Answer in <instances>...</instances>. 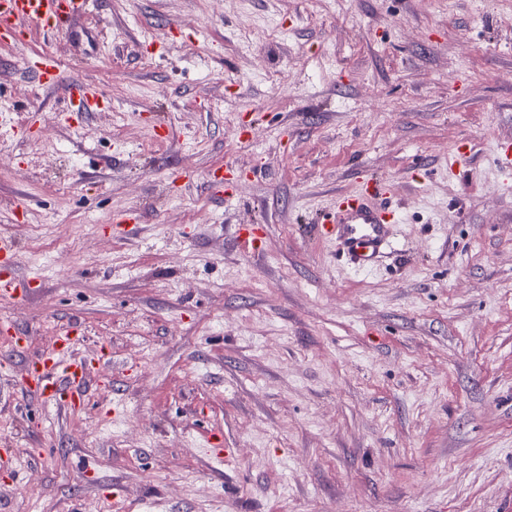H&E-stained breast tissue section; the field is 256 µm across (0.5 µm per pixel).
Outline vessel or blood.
Masks as SVG:
<instances>
[{
    "instance_id": "vessel-or-blood-1",
    "label": "vessel or blood",
    "mask_w": 512,
    "mask_h": 512,
    "mask_svg": "<svg viewBox=\"0 0 512 512\" xmlns=\"http://www.w3.org/2000/svg\"><path fill=\"white\" fill-rule=\"evenodd\" d=\"M90 0H0V43L13 42L29 25L43 31L59 33L71 21L86 15ZM31 70L42 86L62 90L68 112H96L104 103L97 88L83 81L65 77L57 60L39 57ZM383 183L367 182L358 194L336 202L334 231L348 262L357 268L369 266L378 256L389 235L395 211L387 201ZM17 263L12 240L0 237V267L9 271L0 278V299L11 300L22 295L24 280L13 275ZM75 337H58L49 352L31 361L22 386L35 390L43 402L78 407L84 400L90 374L84 359L69 358Z\"/></svg>"
}]
</instances>
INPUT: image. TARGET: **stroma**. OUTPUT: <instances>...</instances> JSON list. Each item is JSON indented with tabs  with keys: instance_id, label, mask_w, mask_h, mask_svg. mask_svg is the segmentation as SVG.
Wrapping results in <instances>:
<instances>
[{
	"instance_id": "1",
	"label": "stroma",
	"mask_w": 512,
	"mask_h": 512,
	"mask_svg": "<svg viewBox=\"0 0 512 512\" xmlns=\"http://www.w3.org/2000/svg\"><path fill=\"white\" fill-rule=\"evenodd\" d=\"M43 55L109 109L64 121ZM506 142L512 0H92L0 45V357L93 359L75 409L0 378V512H512ZM367 178L397 222L352 269ZM386 186L368 181L358 194L336 201V233L348 262L357 268L369 266L380 253L394 224L395 210L389 206Z\"/></svg>"
}]
</instances>
